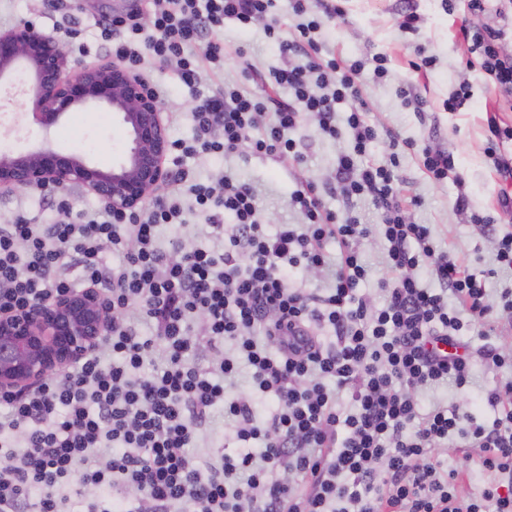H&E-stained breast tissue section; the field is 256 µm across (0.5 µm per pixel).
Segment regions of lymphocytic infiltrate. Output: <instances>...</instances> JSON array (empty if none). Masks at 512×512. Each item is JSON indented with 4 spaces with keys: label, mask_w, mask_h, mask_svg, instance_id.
Returning a JSON list of instances; mask_svg holds the SVG:
<instances>
[{
    "label": "lymphocytic infiltrate",
    "mask_w": 512,
    "mask_h": 512,
    "mask_svg": "<svg viewBox=\"0 0 512 512\" xmlns=\"http://www.w3.org/2000/svg\"><path fill=\"white\" fill-rule=\"evenodd\" d=\"M99 23L112 55L150 80L153 66L187 85L224 69V48L206 33L235 20L265 21L282 66L245 64L244 77L261 94L225 84L191 110L192 141L174 140L183 155L237 152L300 161L289 133L313 116L321 133L349 131L352 153L340 154L334 190L345 208L327 207L314 183L295 190L288 205L301 223L267 233L255 188L223 175L197 183L195 204L212 224L234 219L222 253L175 245L162 251V225L177 223V198L188 171L139 212L108 205L69 219L34 224L25 216L0 225V313L53 302L78 286L104 287L112 329L61 376L23 392H0V512H512V380L484 398L497 409L491 426L461 407L419 414L416 391L453 383L464 389L471 359L465 331H495V309L512 314V289L492 301L486 277L472 273L436 244L429 225L410 221L392 168L358 164L374 139L361 109L345 119L337 103L359 100L356 78L371 68L387 74V58L347 61L323 54L312 10L343 16L338 0H290L297 35L283 37L268 16L274 0H149ZM492 24L462 25L471 65L512 97V0H499ZM484 153L502 181L512 182V125L486 113ZM367 196L380 212L384 263L394 273L375 306L359 286L370 274L362 245L369 225L352 216ZM336 244L337 257L326 247ZM120 252L108 264L107 250ZM305 267L329 281L327 292L295 287L290 272ZM206 322L207 365L193 362L195 319ZM156 323L153 336L138 322ZM163 363L144 372L146 360ZM251 370L253 396L231 395L241 367ZM348 406H341L340 396ZM273 403L256 415V399ZM222 409L235 451L200 466L191 455L198 430ZM460 437L475 449L487 480L469 491L464 471L442 470L436 447ZM120 490V500L89 499L87 487ZM38 501H31V494Z\"/></svg>",
    "instance_id": "f902f5d3"
}]
</instances>
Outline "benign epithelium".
Segmentation results:
<instances>
[{
    "instance_id": "1",
    "label": "benign epithelium",
    "mask_w": 512,
    "mask_h": 512,
    "mask_svg": "<svg viewBox=\"0 0 512 512\" xmlns=\"http://www.w3.org/2000/svg\"><path fill=\"white\" fill-rule=\"evenodd\" d=\"M29 78L32 121L46 132L18 154H0V190L23 192L79 184L112 208L134 211L168 174L169 139L149 85L118 61L70 66L62 39L33 22L0 31V84ZM107 108L127 149L110 169L88 153L59 150L47 133L76 109ZM112 327V303L94 288L24 313H0V391L30 389L73 363Z\"/></svg>"
}]
</instances>
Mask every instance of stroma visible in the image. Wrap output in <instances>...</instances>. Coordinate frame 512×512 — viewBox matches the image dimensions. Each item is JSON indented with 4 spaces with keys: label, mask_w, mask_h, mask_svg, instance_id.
<instances>
[{
    "label": "stroma",
    "mask_w": 512,
    "mask_h": 512,
    "mask_svg": "<svg viewBox=\"0 0 512 512\" xmlns=\"http://www.w3.org/2000/svg\"><path fill=\"white\" fill-rule=\"evenodd\" d=\"M131 3L132 0H72L70 6L65 7L59 0H0V30L27 20L49 31H61L67 18L71 17L79 31L77 40L85 46L84 51H71V62L81 65L104 63L110 60L111 54L95 23L99 16L125 12ZM344 7V17L323 19L319 38L324 45L346 60L376 53L387 55L389 59L390 76L386 81L374 82L367 71L358 78L366 118L376 129V138L365 155L366 161L381 163L391 153H398L397 186L406 196L419 200L418 205L410 207L409 217L429 225L441 247L464 261L471 271L477 273L496 268L489 237L457 213L455 200L458 192H465L472 210L492 216L498 232L512 231V211L501 210L497 204L499 180L484 154L488 136L486 108L500 104L502 120L510 123L512 104L500 100L497 91L487 85L478 68L468 63L467 45L460 38L459 30L462 24L471 23L472 17L463 0H458L452 14L443 9L441 0H416L421 21L417 31L412 33L400 32L396 25L398 0H345ZM212 38L223 43L228 52L223 72L189 87L166 68L158 66L153 70L154 81L166 92L161 103L163 111L180 115L179 121L168 129L170 139L193 137L195 127L190 107L197 99L215 94L224 83L243 82L236 49H245L248 57L265 69L282 64L262 26H254L244 33L235 22L228 20ZM419 47L437 58L435 67L425 74L410 66ZM463 81L473 86L471 105L457 112L445 111L444 100ZM403 87L425 100L423 114H416L405 105L399 94ZM24 89L25 78L21 75L13 84L0 87V131L8 126L19 127V134L8 140L9 145L18 149L31 148L40 139L39 133L28 125L31 104ZM395 133L401 139L413 141V149H393L391 136ZM291 136L306 155L302 163L289 164L234 154L226 158L172 159L168 166L173 171L189 169L201 182L216 180L222 172L228 171L251 183L258 190V206L265 228L273 234L280 225L301 221L300 215L288 206L291 194L308 181L324 184L336 167L338 155L351 148L349 136H342L337 141L325 138L315 121L308 117L303 118ZM52 139L59 149L91 152L100 164L108 167L119 160L125 147L124 134L108 112H71L54 129ZM426 147L453 150L462 184H455L450 178L435 183L427 177L421 165V152ZM191 203V196H183L184 225L161 227L160 247L170 249L173 240L182 239L190 244L221 249L222 241L214 234L207 214L192 210ZM20 213L35 224H49L59 218L36 192L0 194V224L11 222ZM468 342L472 360L468 394L441 386L421 390L419 400L425 407L437 401L470 405L477 421L489 424L496 412L486 404L482 394L493 386L496 378L512 379V369L499 374L485 370L479 350L486 340L479 329H472Z\"/></svg>",
    "instance_id": "35a3bbf8"
}]
</instances>
